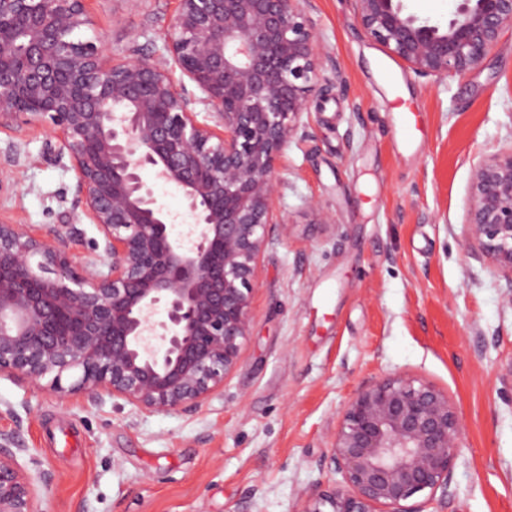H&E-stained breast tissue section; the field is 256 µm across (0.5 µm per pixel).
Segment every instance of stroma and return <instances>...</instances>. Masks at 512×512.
<instances>
[{"mask_svg":"<svg viewBox=\"0 0 512 512\" xmlns=\"http://www.w3.org/2000/svg\"><path fill=\"white\" fill-rule=\"evenodd\" d=\"M81 38L155 58L177 0H84ZM332 82L279 161L273 225L238 367L191 412L61 399L0 377V434L44 476L45 512H303L360 388L411 376L447 392L465 429L454 496L423 512H512V283L463 247L473 164L512 144V30L483 68L421 77L368 41L353 0H309ZM417 112L404 138L398 114ZM38 126L0 131V216L41 234L77 197ZM24 154L12 162L9 145ZM332 221H313V205Z\"/></svg>","mask_w":512,"mask_h":512,"instance_id":"35a3bbf8","label":"stroma"}]
</instances>
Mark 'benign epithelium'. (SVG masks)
Segmentation results:
<instances>
[{
	"mask_svg": "<svg viewBox=\"0 0 512 512\" xmlns=\"http://www.w3.org/2000/svg\"><path fill=\"white\" fill-rule=\"evenodd\" d=\"M365 37L419 76L480 69L512 28V0H457L446 24L401 0H354ZM307 0H178L166 55L115 58L76 32L84 0H0V130L41 124L77 175L69 222L46 235L0 220V375L61 398L192 411L224 388L249 333L275 211L277 160L324 90ZM180 71L200 91L192 98ZM202 104L211 123L198 120ZM178 191L193 220L154 187ZM106 269L73 264L81 217ZM465 246L512 283V145L474 165ZM462 420L448 393L407 376L363 387L331 442L341 480L303 512H412L448 498ZM0 512H43L39 486L0 448Z\"/></svg>",
	"mask_w": 512,
	"mask_h": 512,
	"instance_id": "7a95c632",
	"label": "benign epithelium"
}]
</instances>
